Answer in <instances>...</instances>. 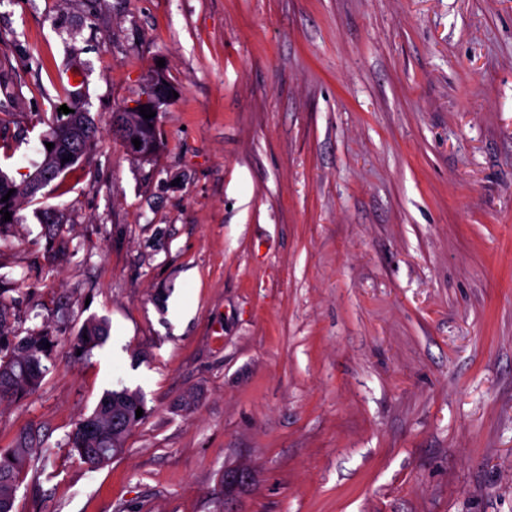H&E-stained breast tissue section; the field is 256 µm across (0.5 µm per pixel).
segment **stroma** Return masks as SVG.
Masks as SVG:
<instances>
[{"label":"stroma","mask_w":512,"mask_h":512,"mask_svg":"<svg viewBox=\"0 0 512 512\" xmlns=\"http://www.w3.org/2000/svg\"><path fill=\"white\" fill-rule=\"evenodd\" d=\"M74 64L99 138L0 232V332L54 340L0 404V448L52 451L15 512H512V0H0L10 178ZM158 70L143 162L112 117ZM122 388L90 467L67 437ZM83 335H86L88 340H84ZM106 335L104 323L101 320L91 319L86 322L80 335L76 337L74 346L85 353H89L103 343ZM122 392L124 413L121 420L112 414V395ZM144 404L142 397L136 391L127 388L105 392L93 411L80 422L68 436V447L75 452L79 459L92 467L107 465L123 451V444L128 433L142 420H135L136 410Z\"/></svg>","instance_id":"obj_1"}]
</instances>
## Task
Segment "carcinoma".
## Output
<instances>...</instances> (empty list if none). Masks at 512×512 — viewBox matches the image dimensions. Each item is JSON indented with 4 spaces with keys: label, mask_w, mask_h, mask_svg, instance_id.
<instances>
[{
    "label": "carcinoma",
    "mask_w": 512,
    "mask_h": 512,
    "mask_svg": "<svg viewBox=\"0 0 512 512\" xmlns=\"http://www.w3.org/2000/svg\"><path fill=\"white\" fill-rule=\"evenodd\" d=\"M68 108L72 112L55 113L47 137L57 141V149L71 153L70 161L61 168L55 153L46 152L28 178L38 182L47 175L52 181L63 178L93 148L98 130L89 112L77 100L70 102ZM11 189L14 193L10 195L8 191ZM7 194L10 195L8 201H1ZM32 197L33 193L23 189L22 184L0 171V211L11 213V223H17L19 203ZM105 338L104 323L91 319L82 328L81 335L76 337L74 346L89 353ZM48 342H52L48 334H32L7 347L0 336V403L19 401L40 386L47 372L42 356L47 353L45 344ZM121 392L124 401L122 415L112 413V395L116 391H107L93 411L78 422L68 436V447L89 466L102 467L110 463L123 451L126 436L137 426L136 410L144 407L143 399L137 392L126 388ZM49 454L48 448L34 447V437L29 433L20 435L12 447L0 448V512H14L16 495L30 463Z\"/></svg>",
    "instance_id": "1"
}]
</instances>
